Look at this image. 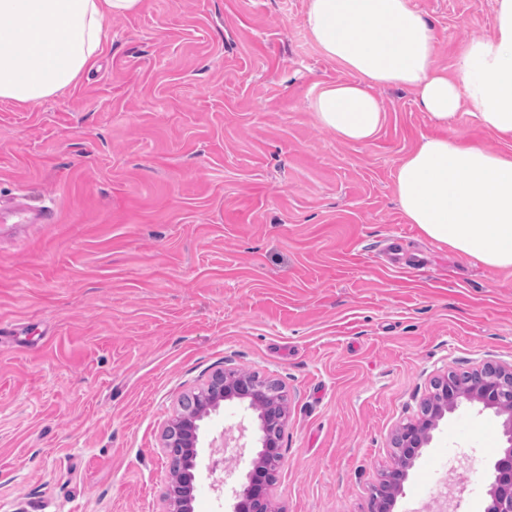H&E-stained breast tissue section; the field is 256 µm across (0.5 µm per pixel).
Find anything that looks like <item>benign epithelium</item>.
<instances>
[{
  "label": "benign epithelium",
  "mask_w": 512,
  "mask_h": 512,
  "mask_svg": "<svg viewBox=\"0 0 512 512\" xmlns=\"http://www.w3.org/2000/svg\"><path fill=\"white\" fill-rule=\"evenodd\" d=\"M435 392L422 408L421 416L405 424L394 437L393 445L399 458L411 465L419 449L429 441L430 431L445 412L453 410L464 398L495 408L502 413L512 412V366L505 368L487 364L470 374V381L462 385L450 371L434 383ZM246 400L249 405H264L259 414L262 431V450L252 463L247 483L236 493L234 512H270L269 489L274 472L282 460L279 431L285 422L282 395L274 392L266 381H251L235 373H219L207 386L192 394L183 403V412L172 419L164 432V448L169 452L181 448L185 452L187 470L182 479L180 494L168 490V512H193L194 459L199 442V422L226 400ZM509 448L496 463L495 484L491 490L495 512H512V429L507 431ZM406 470L395 469L385 476L371 494L367 512H388L401 488Z\"/></svg>",
  "instance_id": "obj_1"
}]
</instances>
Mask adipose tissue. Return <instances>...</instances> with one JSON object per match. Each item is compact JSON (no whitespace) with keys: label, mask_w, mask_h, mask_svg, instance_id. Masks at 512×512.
<instances>
[{"label":"adipose tissue","mask_w":512,"mask_h":512,"mask_svg":"<svg viewBox=\"0 0 512 512\" xmlns=\"http://www.w3.org/2000/svg\"><path fill=\"white\" fill-rule=\"evenodd\" d=\"M144 4L0 0V103L39 102L76 85L103 51L106 19ZM305 25L350 75L314 87L320 125L345 142H370L384 121L374 87L415 90L440 132L421 136L396 169L407 223L485 266L512 268V152L447 129L466 107L481 129L512 142V0H496L492 36L469 42L451 72L435 66V29L412 0H308Z\"/></svg>","instance_id":"1"}]
</instances>
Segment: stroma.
I'll list each match as a JSON object with an SVG mask.
<instances>
[{"mask_svg": "<svg viewBox=\"0 0 512 512\" xmlns=\"http://www.w3.org/2000/svg\"><path fill=\"white\" fill-rule=\"evenodd\" d=\"M413 2L438 67L493 33L495 0ZM306 10L146 0L75 86L0 103V199L57 217L0 238V512H166L162 431L219 371L282 388L273 512H367L435 380L512 364V269L426 238L394 193L432 120L380 87L371 142L321 128L314 86L349 75ZM508 419L445 413L392 512H436L442 472L483 512ZM260 449L246 402L205 418L193 512H232Z\"/></svg>", "mask_w": 512, "mask_h": 512, "instance_id": "35a3bbf8", "label": "stroma"}]
</instances>
